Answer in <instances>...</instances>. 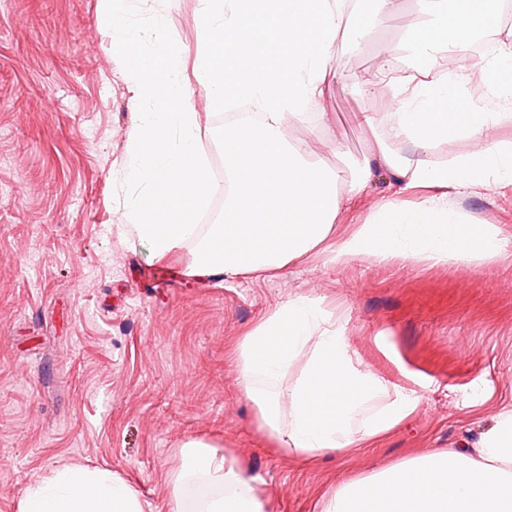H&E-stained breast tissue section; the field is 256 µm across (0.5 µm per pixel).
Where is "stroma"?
<instances>
[{
    "label": "stroma",
    "mask_w": 512,
    "mask_h": 512,
    "mask_svg": "<svg viewBox=\"0 0 512 512\" xmlns=\"http://www.w3.org/2000/svg\"><path fill=\"white\" fill-rule=\"evenodd\" d=\"M199 0H142L144 50L154 21L195 54ZM420 0L339 39L340 75L306 108L294 137L350 172L372 138L355 118L383 112L361 77L400 59ZM101 0H0V512L66 465L105 466L138 492L143 512H169L179 449L206 437L262 483L274 512H322L343 474L366 475L419 453L474 444L512 410V186L448 195L450 209L501 231L506 258L477 264L360 254L312 255L279 276L149 279L147 246L124 225L121 181L131 92ZM396 197L384 174L340 211L365 224ZM302 296L343 310L344 334L374 369L419 401L376 447L308 467L272 451L240 393L237 339Z\"/></svg>",
    "instance_id": "35a3bbf8"
}]
</instances>
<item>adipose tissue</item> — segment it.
I'll list each match as a JSON object with an SVG mask.
<instances>
[{
	"label": "adipose tissue",
	"mask_w": 512,
	"mask_h": 512,
	"mask_svg": "<svg viewBox=\"0 0 512 512\" xmlns=\"http://www.w3.org/2000/svg\"><path fill=\"white\" fill-rule=\"evenodd\" d=\"M113 43L132 63L124 72L135 109L127 134L124 178L132 192L125 218L154 260L188 249L187 273L196 278L277 272L329 249L340 262L365 252L388 260L423 256L434 262L487 258L505 252L502 239L464 215L449 217V193L493 183L512 185V142L496 138L512 123V52L498 55L485 82L489 111L467 102L471 68L451 77L391 91L387 69L364 78L386 93L383 119L362 115L373 144L351 167L346 189L317 156L315 142L294 138L302 105L321 95L327 63L346 21L345 0H199L197 51L182 50L157 34L142 52L132 25L135 0H101ZM436 25L410 24L417 56L443 45L464 55L473 33L492 20L491 0H429ZM192 78H185V71ZM208 109L253 103L260 122L213 128L224 147V209L212 224L198 223L210 205L212 180L198 154ZM469 142L466 153L442 166L439 142ZM407 145V153L393 145ZM386 173L397 193L431 190L408 209L382 204L370 223L342 235L336 220L347 198L364 193L374 174ZM239 388L257 410V423L276 452L303 464L375 447L414 410V392L366 366L347 342L341 318L314 300L288 299L238 339ZM296 378L288 373L295 363ZM181 468L169 477L170 512H267L270 502L239 462L216 443L191 438ZM19 512H142L133 486L107 468L70 465L34 481ZM324 512H512V412L500 413L467 450H434L344 478Z\"/></svg>",
	"instance_id": "obj_1"
}]
</instances>
